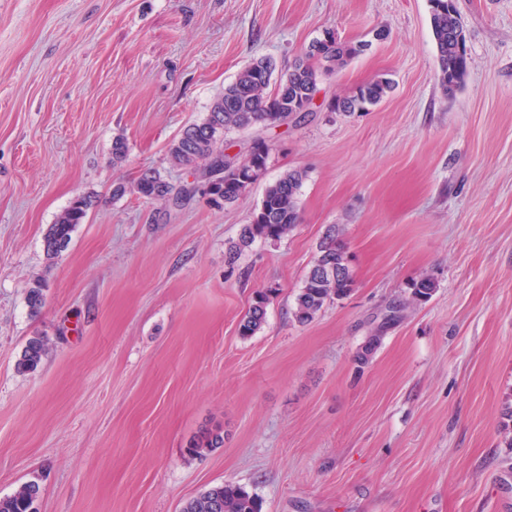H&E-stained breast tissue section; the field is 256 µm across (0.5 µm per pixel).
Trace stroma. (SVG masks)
<instances>
[{
  "instance_id": "obj_1",
  "label": "stroma",
  "mask_w": 512,
  "mask_h": 512,
  "mask_svg": "<svg viewBox=\"0 0 512 512\" xmlns=\"http://www.w3.org/2000/svg\"><path fill=\"white\" fill-rule=\"evenodd\" d=\"M455 4L469 68L448 95L429 0H0V497L33 481L36 512H180L235 482L263 512H512V0ZM327 30L370 47L322 75L304 121L258 133L267 172L236 203L113 198L146 168L189 181L167 162L182 128L243 66L285 70ZM380 76L379 104L332 111ZM291 169L296 229L230 256ZM79 195L96 204L48 259ZM334 224L354 290L298 324ZM425 274L434 295L406 306ZM268 289L264 327L240 336ZM35 336L46 356L17 371ZM205 427L223 447L189 454ZM95 202L91 196H77L57 215L44 238L45 251L49 259L58 258L68 247L73 232L79 224L84 223L88 211Z\"/></svg>"
}]
</instances>
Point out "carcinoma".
<instances>
[{
  "label": "carcinoma",
  "instance_id": "obj_1",
  "mask_svg": "<svg viewBox=\"0 0 512 512\" xmlns=\"http://www.w3.org/2000/svg\"><path fill=\"white\" fill-rule=\"evenodd\" d=\"M430 3L437 78L441 88L452 94L461 87L468 72V58L458 51V42L465 39V34L455 3L448 0H430ZM361 52V43L345 42L331 36L327 40L313 41L304 56L297 58L276 80L273 79L275 68L268 60L260 59L245 65L213 100L206 117L186 127L170 145V166L191 170L195 177L205 179L214 169L223 170V177L213 184V193L225 205L236 202L251 185L264 177L272 146H267L263 154H237L236 167L226 170V136L233 131L269 126L274 117L273 108L279 110L283 121H288L291 111L299 106L307 92L317 87L322 73L344 66ZM272 84L275 89L271 92ZM391 89V80L380 77L359 88L355 94L335 101L333 110H363L379 103ZM148 172L151 176L130 187L123 183L114 184L112 198H121L133 191L146 201L169 204L175 186L159 170L150 168ZM304 178V171L293 169L265 187L258 211L252 222L242 228L230 255L249 248L257 239L277 241L295 229L299 223L298 194ZM94 204L92 197L78 196L57 215L44 238L48 258L59 257L68 247L73 232L84 223ZM342 236L343 228L338 225L327 230L319 244L318 255L305 275L292 310L293 319L302 325L311 322L326 302L344 299L354 290L355 281ZM435 290L433 278L423 275L410 285V301L425 302ZM269 302L270 295L266 292L254 295L239 325L242 336H253L263 328ZM380 344L381 334L377 330L366 338L357 353V362L362 366L368 364ZM47 350L43 338H31L17 360V370H36ZM223 445L224 431L208 429L190 442L189 452L198 454ZM40 495L38 483H26L11 495L0 497V512H35L34 504ZM181 512H262V501L257 494L239 484L222 483L187 499Z\"/></svg>",
  "mask_w": 512,
  "mask_h": 512
}]
</instances>
